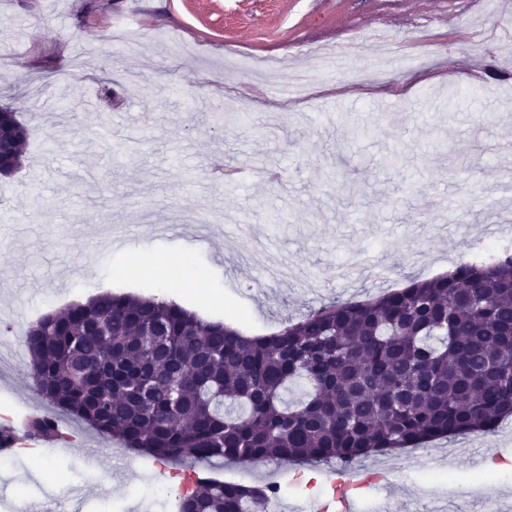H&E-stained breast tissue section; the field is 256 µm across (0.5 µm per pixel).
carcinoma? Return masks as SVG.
Segmentation results:
<instances>
[{
	"label": "carcinoma",
	"instance_id": "obj_1",
	"mask_svg": "<svg viewBox=\"0 0 512 512\" xmlns=\"http://www.w3.org/2000/svg\"><path fill=\"white\" fill-rule=\"evenodd\" d=\"M0 128L8 176L29 130L16 112H0ZM23 343L51 409L160 461L347 467L512 416V252L323 306L270 336L104 294L41 317ZM273 494L199 477L179 512H267Z\"/></svg>",
	"mask_w": 512,
	"mask_h": 512
}]
</instances>
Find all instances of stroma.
Instances as JSON below:
<instances>
[{
	"mask_svg": "<svg viewBox=\"0 0 512 512\" xmlns=\"http://www.w3.org/2000/svg\"><path fill=\"white\" fill-rule=\"evenodd\" d=\"M320 44L327 79L290 98L281 65L312 72ZM0 105L32 132L0 176L16 226L0 246V425L45 406L16 346L47 312L185 287L201 319L267 336L445 272L487 225H512V14L471 0H0ZM60 426L67 455L22 448L0 466V512H174L153 489L186 491V469ZM359 466L380 474L361 512H470L474 480L512 512V419ZM334 469L196 472L282 482L284 512H302L330 498Z\"/></svg>",
	"mask_w": 512,
	"mask_h": 512,
	"instance_id": "obj_1",
	"label": "stroma"
}]
</instances>
